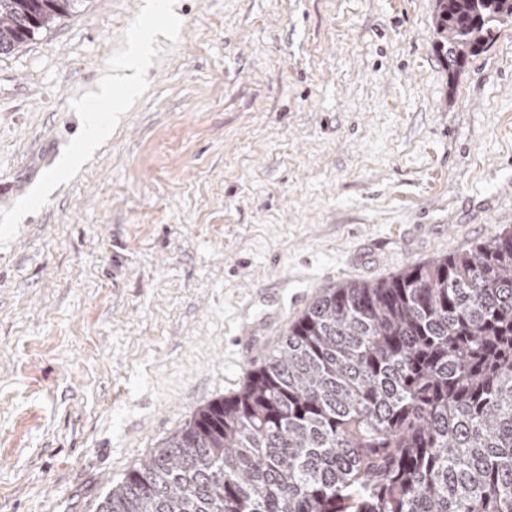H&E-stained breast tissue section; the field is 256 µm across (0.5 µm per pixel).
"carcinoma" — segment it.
Instances as JSON below:
<instances>
[{
    "mask_svg": "<svg viewBox=\"0 0 512 512\" xmlns=\"http://www.w3.org/2000/svg\"><path fill=\"white\" fill-rule=\"evenodd\" d=\"M81 0H0V55ZM512 0H436L448 70ZM99 512H512V230L316 299Z\"/></svg>",
    "mask_w": 512,
    "mask_h": 512,
    "instance_id": "obj_1",
    "label": "carcinoma"
}]
</instances>
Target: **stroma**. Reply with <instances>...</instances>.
I'll list each match as a JSON object with an SVG mask.
<instances>
[{"mask_svg":"<svg viewBox=\"0 0 512 512\" xmlns=\"http://www.w3.org/2000/svg\"><path fill=\"white\" fill-rule=\"evenodd\" d=\"M166 2L117 112L144 0L0 57V512H98L318 295L512 228V21L454 76L435 0Z\"/></svg>","mask_w":512,"mask_h":512,"instance_id":"obj_1","label":"stroma"}]
</instances>
